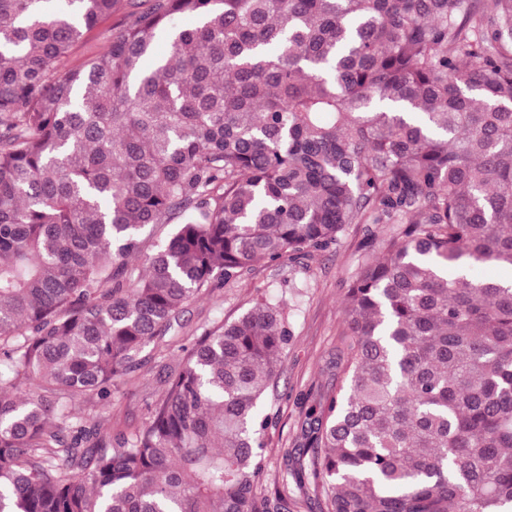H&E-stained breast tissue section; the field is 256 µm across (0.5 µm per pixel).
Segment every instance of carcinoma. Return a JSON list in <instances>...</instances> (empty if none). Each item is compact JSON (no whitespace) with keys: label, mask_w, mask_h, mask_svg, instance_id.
Instances as JSON below:
<instances>
[{"label":"carcinoma","mask_w":512,"mask_h":512,"mask_svg":"<svg viewBox=\"0 0 512 512\" xmlns=\"http://www.w3.org/2000/svg\"><path fill=\"white\" fill-rule=\"evenodd\" d=\"M116 3L0 0V512H279L290 479L324 512H512V287L465 273L512 270V0H130L67 67ZM352 224L391 228L338 393L259 501L288 303L166 337ZM151 345L161 398L103 431L82 405ZM119 4L114 10L112 17L103 22L91 34L87 42L76 46L71 53L68 61V66H75L81 64L87 57L97 53L103 49L107 43L108 29L113 21H116L124 15L128 9L129 0H120Z\"/></svg>","instance_id":"carcinoma-1"}]
</instances>
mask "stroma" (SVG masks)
I'll use <instances>...</instances> for the list:
<instances>
[{
    "mask_svg": "<svg viewBox=\"0 0 512 512\" xmlns=\"http://www.w3.org/2000/svg\"><path fill=\"white\" fill-rule=\"evenodd\" d=\"M384 224L351 225L341 241L324 250H312L279 265L257 264L238 280L189 303L178 334L184 340L214 330L237 318L261 295L281 297L291 305V340L277 365L275 389L264 402V413L274 417L267 431V464L257 478L256 496H270L284 468L285 453L302 447L305 415L311 406L336 390V347L346 329L341 299L348 278L372 257L369 235H383ZM145 367L119 385L109 407L93 411L94 419L116 430L141 426L147 407L155 402L162 384L159 353L146 348Z\"/></svg>",
    "mask_w": 512,
    "mask_h": 512,
    "instance_id": "stroma-1",
    "label": "stroma"
}]
</instances>
